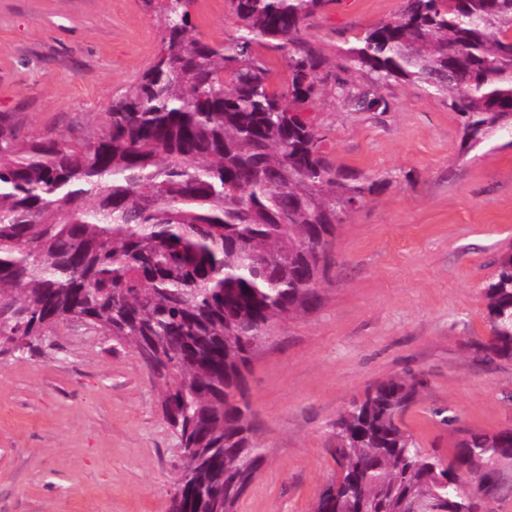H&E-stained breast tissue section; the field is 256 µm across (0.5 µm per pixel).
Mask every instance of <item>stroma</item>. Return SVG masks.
I'll use <instances>...</instances> for the list:
<instances>
[{
    "mask_svg": "<svg viewBox=\"0 0 512 512\" xmlns=\"http://www.w3.org/2000/svg\"><path fill=\"white\" fill-rule=\"evenodd\" d=\"M162 0H0V113L33 132L95 136L156 55ZM402 0H336L308 21L328 59ZM192 33L236 29L225 0H195ZM357 106L327 89L303 111L338 165L383 180L336 232L315 307L279 320L246 375L260 475L236 512H310L336 474L332 425L392 376L424 380L405 420L452 456L438 413L512 426V360H488L480 290L512 250V137L462 144L443 99L404 83ZM181 463L161 390L135 351L64 321L33 356L0 357V512H168Z\"/></svg>",
    "mask_w": 512,
    "mask_h": 512,
    "instance_id": "1",
    "label": "stroma"
}]
</instances>
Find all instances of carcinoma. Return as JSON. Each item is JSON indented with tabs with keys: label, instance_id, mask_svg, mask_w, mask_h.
<instances>
[{
	"label": "carcinoma",
	"instance_id": "cac0c4a2",
	"mask_svg": "<svg viewBox=\"0 0 512 512\" xmlns=\"http://www.w3.org/2000/svg\"><path fill=\"white\" fill-rule=\"evenodd\" d=\"M192 2L167 0L159 53L96 136L34 134L0 114V354L37 353L75 318L147 354L182 448L169 512H235L236 479L265 461L249 352L317 303L306 282L385 181L333 163L299 108L323 93L327 66L306 21L337 0H227L237 28L223 42L189 36ZM258 45L284 59L288 93ZM333 68L357 103L352 72L446 99L470 149L512 136V0H403ZM481 294L485 350L512 360V252ZM419 386L390 377L346 407L332 430L338 474L313 512L463 508L457 462L508 491L512 426L489 433L448 415L454 456L430 453L404 421Z\"/></svg>",
	"mask_w": 512,
	"mask_h": 512
}]
</instances>
